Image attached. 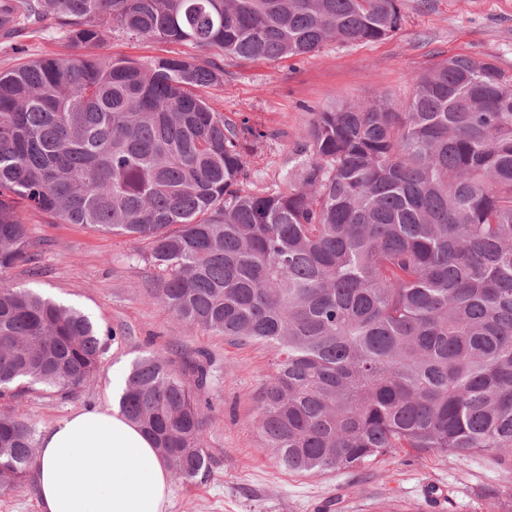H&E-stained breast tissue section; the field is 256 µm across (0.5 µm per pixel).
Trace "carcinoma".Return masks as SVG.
Returning <instances> with one entry per match:
<instances>
[{"label":"carcinoma","instance_id":"1","mask_svg":"<svg viewBox=\"0 0 512 512\" xmlns=\"http://www.w3.org/2000/svg\"><path fill=\"white\" fill-rule=\"evenodd\" d=\"M10 36L119 30L199 53L139 63L52 56L0 72V272L36 259L25 206L144 245L156 299L192 327L281 355L260 448L293 472L398 448L512 453V78L455 55L383 95L314 113L299 182L252 184L259 134L203 89L224 64L374 42L398 0H0ZM80 310L0 279V397L80 388L107 350ZM212 364L149 353L120 411L186 480L206 472ZM39 431L0 414V492L36 468Z\"/></svg>","mask_w":512,"mask_h":512}]
</instances>
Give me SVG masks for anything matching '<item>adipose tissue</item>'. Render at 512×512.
Returning a JSON list of instances; mask_svg holds the SVG:
<instances>
[{"label":"adipose tissue","mask_w":512,"mask_h":512,"mask_svg":"<svg viewBox=\"0 0 512 512\" xmlns=\"http://www.w3.org/2000/svg\"><path fill=\"white\" fill-rule=\"evenodd\" d=\"M42 512H166L167 463L139 428L112 408L76 411L39 437Z\"/></svg>","instance_id":"ef3b65f1"}]
</instances>
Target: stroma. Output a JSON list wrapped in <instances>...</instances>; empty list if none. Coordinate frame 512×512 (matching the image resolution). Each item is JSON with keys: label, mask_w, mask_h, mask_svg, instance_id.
<instances>
[{"label": "stroma", "mask_w": 512, "mask_h": 512, "mask_svg": "<svg viewBox=\"0 0 512 512\" xmlns=\"http://www.w3.org/2000/svg\"><path fill=\"white\" fill-rule=\"evenodd\" d=\"M403 25L394 35L358 45L328 43L312 56L274 62L224 60V82L208 95L226 116L247 119L262 137L248 157L256 187L298 179L299 152L315 111L381 94L404 101L410 79L454 55L490 61L512 76V0H399ZM61 29H25L0 37V71L34 59L72 54ZM188 46L146 42L113 32L98 52L144 61L188 53ZM39 254L37 271L9 270L12 283L76 307L112 329L95 376L69 394L0 398V411L37 428L81 408L117 405L112 385L138 357L171 358L207 351L214 362L213 409L204 441L209 471L188 482L171 475L168 512H512V455H468L401 448L343 470L291 472L260 449L261 394L276 354L240 345L162 311L158 268L127 238L83 224L47 221L20 209Z\"/></svg>", "instance_id": "stroma-1"}]
</instances>
